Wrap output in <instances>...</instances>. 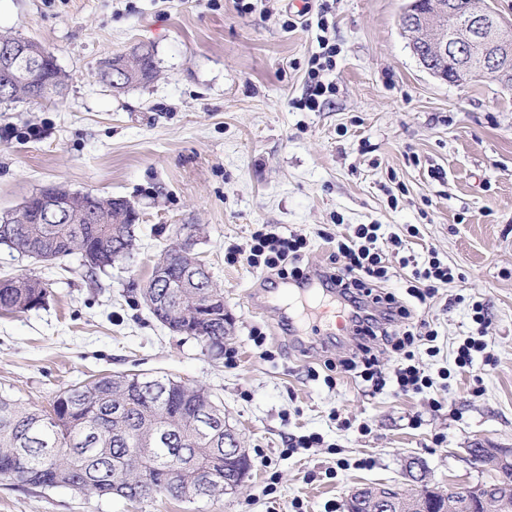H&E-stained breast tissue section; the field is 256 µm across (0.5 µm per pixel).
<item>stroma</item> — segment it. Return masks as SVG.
Wrapping results in <instances>:
<instances>
[{
	"mask_svg": "<svg viewBox=\"0 0 512 512\" xmlns=\"http://www.w3.org/2000/svg\"><path fill=\"white\" fill-rule=\"evenodd\" d=\"M251 2L243 13L237 0H0V33L43 44L68 77L52 101L0 103V215L61 186L126 198L140 224L130 253L93 276L77 255L44 262L0 246V278L50 291L43 307L0 313V390L46 409L104 373L166 375L210 392L251 459L237 494L192 504L0 478V512H345L353 489L411 488L413 461L444 493L489 484L494 471L469 448L512 447V90L430 75L401 28L405 0H309L304 15L294 0ZM323 34L336 93L296 108ZM142 43L153 79L114 92L103 62ZM185 224L232 318L219 358L142 297ZM340 224L380 225L383 287L398 299L411 271L390 238L453 269L419 324L395 326L435 332L415 358L431 386L370 394L344 365L359 337L338 304L318 330L290 331L260 296L276 272L229 260L274 225L306 237L302 269L323 268ZM477 301L487 325L471 319ZM469 336L491 354L461 368ZM311 434L319 447L291 449Z\"/></svg>",
	"mask_w": 512,
	"mask_h": 512,
	"instance_id": "35a3bbf8",
	"label": "stroma"
}]
</instances>
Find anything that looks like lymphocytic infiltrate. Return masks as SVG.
I'll return each instance as SVG.
<instances>
[{"instance_id": "lymphocytic-infiltrate-1", "label": "lymphocytic infiltrate", "mask_w": 512, "mask_h": 512, "mask_svg": "<svg viewBox=\"0 0 512 512\" xmlns=\"http://www.w3.org/2000/svg\"><path fill=\"white\" fill-rule=\"evenodd\" d=\"M379 231V225L359 224L337 235L335 256L331 258L327 272L336 286L337 295L356 310L353 321L357 334L363 339L359 350L360 375L364 381L370 382L376 391L387 384L372 347L373 340L382 338L392 342L403 358L401 367L394 372L398 387L404 391L418 390L428 385L429 380L414 364L416 336L407 331L397 338L391 332L392 325L410 318L411 311L394 296L379 290L388 273L386 254L379 244ZM306 246V238L300 236L260 231L252 239L247 260L254 267L275 269L280 275L299 279L304 271L298 261ZM399 263L411 268L414 283L408 287L407 293L422 304L434 296L438 284L454 278L450 267L433 259L421 266L415 256L409 254L400 257Z\"/></svg>"}]
</instances>
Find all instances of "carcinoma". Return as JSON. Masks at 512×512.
Returning a JSON list of instances; mask_svg holds the SVG:
<instances>
[{"mask_svg":"<svg viewBox=\"0 0 512 512\" xmlns=\"http://www.w3.org/2000/svg\"><path fill=\"white\" fill-rule=\"evenodd\" d=\"M124 65L137 69L126 79L133 86L148 79L154 69L152 49L137 47ZM66 76L57 65L45 71L44 83L33 95L51 100L65 86ZM0 244L43 261L78 254L94 256L88 265L95 274L112 266V225L0 224ZM48 288L31 276L0 279V313H25L42 307ZM210 331L198 339L215 355L224 352V319L211 320ZM155 394L142 387L136 374L104 375L60 393L51 409L0 391V477L33 488L67 489L80 493L143 499V472L132 464L136 448L153 449V494L174 495L179 487L192 492L202 475L200 469L217 459L212 489L224 478V449L240 447L239 439L224 440V427L207 426L206 408L224 420V409L200 387L169 377H151ZM448 497L423 489L407 512H445Z\"/></svg>","mask_w":512,"mask_h":512,"instance_id":"cac0c4a2","label":"carcinoma"}]
</instances>
